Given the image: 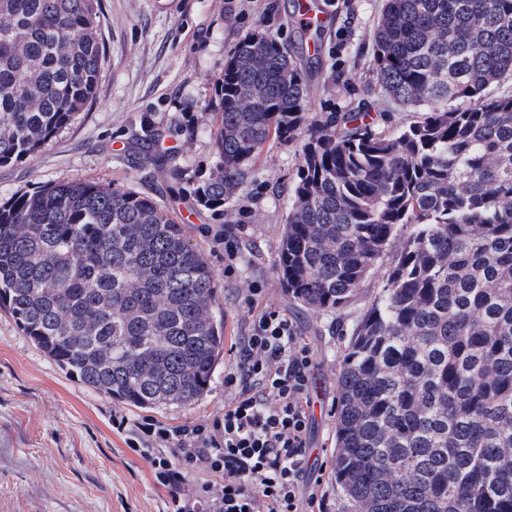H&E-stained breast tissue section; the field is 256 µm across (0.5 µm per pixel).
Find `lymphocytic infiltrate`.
<instances>
[{
    "label": "lymphocytic infiltrate",
    "instance_id": "f902f5d3",
    "mask_svg": "<svg viewBox=\"0 0 512 512\" xmlns=\"http://www.w3.org/2000/svg\"><path fill=\"white\" fill-rule=\"evenodd\" d=\"M261 294L252 289L247 331L231 346L220 416L193 426L113 420L120 430L135 426L131 445L149 449L174 512H328L322 479L308 468L314 351ZM189 471L200 482L187 484Z\"/></svg>",
    "mask_w": 512,
    "mask_h": 512
}]
</instances>
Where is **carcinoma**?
Listing matches in <instances>:
<instances>
[{"instance_id":"1","label":"carcinoma","mask_w":512,"mask_h":512,"mask_svg":"<svg viewBox=\"0 0 512 512\" xmlns=\"http://www.w3.org/2000/svg\"><path fill=\"white\" fill-rule=\"evenodd\" d=\"M100 0H0V165L64 132L101 77ZM380 86L418 120L305 112L303 65L262 31L215 84L213 159L151 153L218 211L266 146L304 135L274 272L351 331L334 473L352 512H512V0H384ZM388 265H383V261ZM0 308L84 385L141 409L195 404L224 349L214 274L186 225L131 187L72 181L0 201Z\"/></svg>"}]
</instances>
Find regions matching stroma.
I'll return each instance as SVG.
<instances>
[{"label": "stroma", "instance_id": "35a3bbf8", "mask_svg": "<svg viewBox=\"0 0 512 512\" xmlns=\"http://www.w3.org/2000/svg\"><path fill=\"white\" fill-rule=\"evenodd\" d=\"M302 0H101V78L94 100L72 125L21 162L0 167V200L68 181L125 186L166 205L188 225L215 274L224 306V343L247 329L250 289L285 313L316 356L310 392L315 403L309 462L322 468L330 512H347L332 469L337 378L356 317L382 284L373 276L353 302L319 311L289 299L273 266L302 155V141L266 149L252 179L223 212L195 210L177 199L178 187L157 170L137 169L142 125L153 122L176 162L206 168L212 158L207 105L225 61L245 36L264 31L308 68L306 110L365 112L378 128L415 121L420 110L400 105L373 73L376 26L383 0H316L329 22L310 36L299 23ZM233 225L240 262L224 273V248L211 228ZM223 354L208 394L194 405L147 411L103 395L46 357L0 309V512H167L169 496L148 461L117 431L113 416L170 426L211 421L224 410Z\"/></svg>", "mask_w": 512, "mask_h": 512}]
</instances>
